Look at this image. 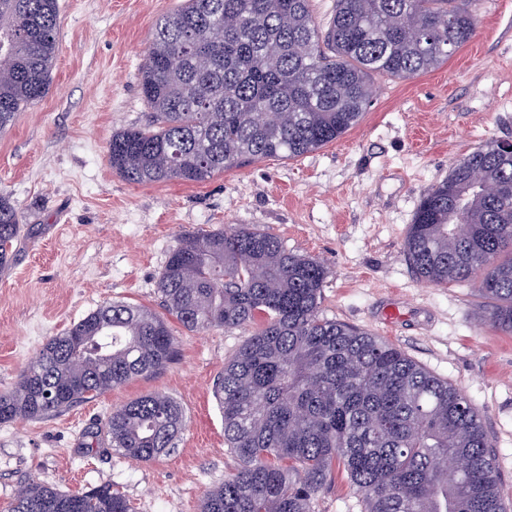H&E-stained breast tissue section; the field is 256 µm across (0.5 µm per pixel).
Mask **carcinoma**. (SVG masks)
I'll use <instances>...</instances> for the list:
<instances>
[{
	"mask_svg": "<svg viewBox=\"0 0 512 512\" xmlns=\"http://www.w3.org/2000/svg\"><path fill=\"white\" fill-rule=\"evenodd\" d=\"M477 0H186L157 22L140 69L144 127L112 133V171L133 184H196L251 160L314 152L356 126L374 80L444 64L475 35ZM58 0H0V131L46 94ZM500 195H483V186ZM21 227L0 197V270ZM404 255L434 285L477 284L481 320L512 333V159L492 142L420 201ZM327 276L250 225L183 234L159 273L165 315L98 307L48 340L0 394V422L40 419L164 369L189 331L252 327L214 398L239 461L201 512H314L335 472L363 512H508L479 415L452 384L374 334L319 314ZM182 407L153 392L107 418L112 447L152 461L174 447ZM10 512H133L109 485L66 493L30 481Z\"/></svg>",
	"mask_w": 512,
	"mask_h": 512,
	"instance_id": "cac0c4a2",
	"label": "carcinoma"
}]
</instances>
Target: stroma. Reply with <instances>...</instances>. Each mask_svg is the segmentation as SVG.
<instances>
[{"instance_id":"obj_1","label":"stroma","mask_w":512,"mask_h":512,"mask_svg":"<svg viewBox=\"0 0 512 512\" xmlns=\"http://www.w3.org/2000/svg\"><path fill=\"white\" fill-rule=\"evenodd\" d=\"M182 4L59 0L49 90L0 132V196L22 227L0 272V392L100 305L159 309L158 276L181 234L248 224L324 263V318L382 337L468 396L512 508V334L479 324L473 285L425 284L403 252L422 196L455 162L512 140V0H480L468 44L434 71L380 81L363 119L336 142L202 184H132L112 171L108 142L115 129L148 122L140 68L157 21ZM394 306L399 316L387 321ZM171 328L177 353L161 372L53 416L0 423V512L33 478L69 493L108 485L135 512H200L237 467L213 386L249 332ZM151 392L177 401L185 426L170 454L125 458L110 446L107 417Z\"/></svg>"}]
</instances>
